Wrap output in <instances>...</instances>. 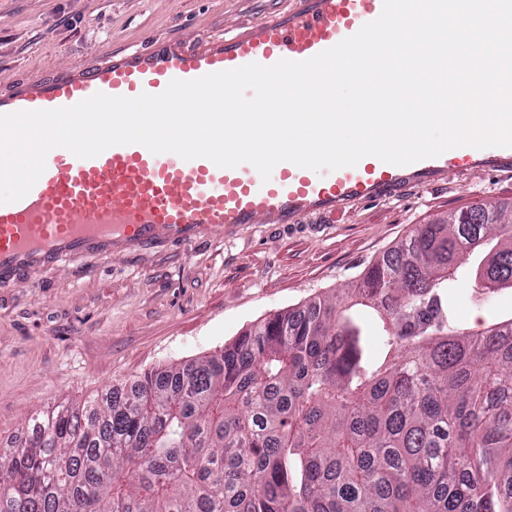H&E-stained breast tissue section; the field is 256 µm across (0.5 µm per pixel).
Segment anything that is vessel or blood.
<instances>
[{
	"mask_svg": "<svg viewBox=\"0 0 512 512\" xmlns=\"http://www.w3.org/2000/svg\"><path fill=\"white\" fill-rule=\"evenodd\" d=\"M382 8L383 0H301L296 9L201 46L155 38L107 52L93 66L18 85L0 94V114L69 107L98 92L158 94L171 80L252 62L303 61L354 35ZM485 170L512 171V147L461 146L406 166L367 156L356 166L321 173L282 162L266 182L247 163L220 168L139 144L87 159L58 147L24 198L0 204V280L88 255L108 260L171 242L188 248L242 224H295L313 212L429 187L451 172Z\"/></svg>",
	"mask_w": 512,
	"mask_h": 512,
	"instance_id": "b4317fda",
	"label": "vessel or blood"
}]
</instances>
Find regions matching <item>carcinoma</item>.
Instances as JSON below:
<instances>
[{"label": "carcinoma", "mask_w": 512, "mask_h": 512, "mask_svg": "<svg viewBox=\"0 0 512 512\" xmlns=\"http://www.w3.org/2000/svg\"><path fill=\"white\" fill-rule=\"evenodd\" d=\"M512 288V207L422 224L356 284L201 360L37 411L0 512H512V318H453L460 268Z\"/></svg>", "instance_id": "cac0c4a2"}]
</instances>
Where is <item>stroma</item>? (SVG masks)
Here are the masks:
<instances>
[{"mask_svg": "<svg viewBox=\"0 0 512 512\" xmlns=\"http://www.w3.org/2000/svg\"><path fill=\"white\" fill-rule=\"evenodd\" d=\"M298 0H0V91L152 38L198 46ZM512 206V172L440 183L296 224H244L189 250L168 246L61 262L0 282V441L30 414L83 401L145 372L213 354L270 315L334 296L419 225ZM453 313L480 331L512 315V289L459 279Z\"/></svg>", "mask_w": 512, "mask_h": 512, "instance_id": "stroma-1", "label": "stroma"}]
</instances>
